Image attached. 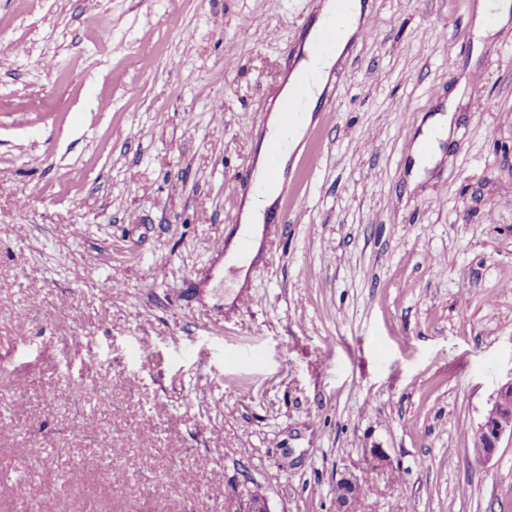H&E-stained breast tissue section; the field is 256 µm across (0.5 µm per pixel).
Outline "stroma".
Returning <instances> with one entry per match:
<instances>
[{"instance_id":"obj_1","label":"stroma","mask_w":512,"mask_h":512,"mask_svg":"<svg viewBox=\"0 0 512 512\" xmlns=\"http://www.w3.org/2000/svg\"><path fill=\"white\" fill-rule=\"evenodd\" d=\"M320 3L0 0V512H336L346 473L358 512H512V439L471 443L512 380V24L362 0L294 222L242 286L212 246ZM448 114H437L430 118L421 129L412 147L413 177L423 176L425 169L431 168L441 157L440 142L448 138L453 119V110L448 104ZM354 477H356V476L347 475V476H343L340 480L349 490V492L346 493L345 498L338 499L339 497H341L342 486L340 483L337 484V486H336V497H337L336 498V512H356L357 511V509L353 510V505L356 504L359 500L355 503H352V502L359 499L357 483L360 484V479L356 477V479H357V482H356Z\"/></svg>"}]
</instances>
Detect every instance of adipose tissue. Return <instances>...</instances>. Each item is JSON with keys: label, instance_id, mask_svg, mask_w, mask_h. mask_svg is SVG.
Masks as SVG:
<instances>
[{"label": "adipose tissue", "instance_id": "ef3b65f1", "mask_svg": "<svg viewBox=\"0 0 512 512\" xmlns=\"http://www.w3.org/2000/svg\"><path fill=\"white\" fill-rule=\"evenodd\" d=\"M338 14L343 17V25L337 36L335 52L318 57L306 56L292 69L275 98L272 112L268 115L264 142H272L279 135L284 111L293 102L292 91L295 85L307 86L308 97L304 110L306 113H313L340 52L344 51L351 35L365 20L361 0H323L318 19L310 31L311 36H318L324 24ZM451 126L452 117L448 114L435 115L424 125L412 147L414 177H422L425 170L440 159V144L448 138ZM255 180L263 184L264 189L248 195L240 215V226L235 234V241L231 243L227 254L231 263L244 268L249 267L259 252L266 215L272 209L283 187L282 180H268L266 159L262 156L256 159ZM243 240L248 241V250H240L239 243Z\"/></svg>", "mask_w": 512, "mask_h": 512}]
</instances>
